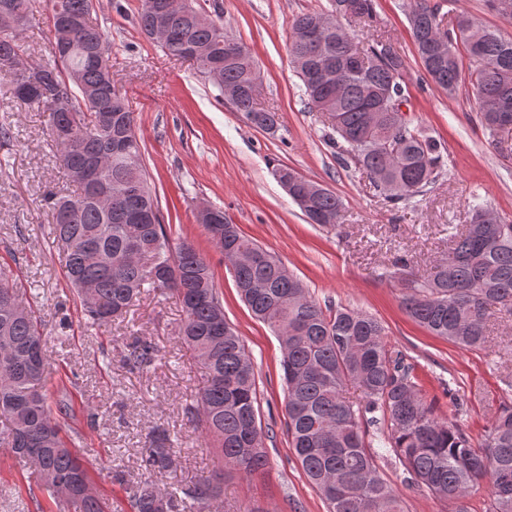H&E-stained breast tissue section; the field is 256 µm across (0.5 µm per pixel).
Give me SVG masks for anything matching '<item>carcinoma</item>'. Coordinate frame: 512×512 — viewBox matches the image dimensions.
Returning a JSON list of instances; mask_svg holds the SVG:
<instances>
[{"mask_svg":"<svg viewBox=\"0 0 512 512\" xmlns=\"http://www.w3.org/2000/svg\"><path fill=\"white\" fill-rule=\"evenodd\" d=\"M167 0H140L137 24L147 35ZM344 0L302 13L290 29L330 21L317 39H289L292 68L304 87L308 104L317 112H334L331 124L336 148L347 153L385 199L398 204L424 195L446 171L441 141L413 121L402 122L386 102L408 96L404 63L388 38L360 46L336 11ZM408 17L413 43L430 80L455 93L468 81L476 91L485 133L497 141L500 132L491 103L512 105V38L488 27H472L463 15L452 30L442 28L438 0H412ZM92 0H49L50 55L34 59L20 33L0 30V77L10 80L13 97L23 104L49 110L50 131L69 182L79 192L58 189L45 197L53 213L50 235L64 253L65 278L80 303L86 323L100 328L127 314L145 292L171 293L179 300L184 320L179 338L196 354L204 370V386L195 411L205 445L216 449L217 470L176 491L152 481L129 484L116 470L112 481L127 486L130 512H210L222 492L224 469L248 478L268 465L265 432L254 438L257 410L256 376L244 340L224 319L214 273L194 245L173 244L156 196L148 184L136 133L134 113L112 85L110 44L104 30L90 18ZM21 20L30 22V0H0ZM194 6L171 20L162 44L173 57L196 63L199 73L219 88L235 87L233 106L245 123L275 132L279 117L255 107L258 67L247 48L218 26L202 24ZM72 22L60 35L56 17ZM479 64L464 71L461 51ZM18 55L30 58L27 75L10 70ZM328 59L347 72L341 90L324 85L319 63ZM384 110V124L372 128L367 108ZM82 118L79 126L70 116ZM86 168L101 181L125 182L134 193L103 207L89 200L91 183L75 177ZM303 214L318 217L327 227L339 222L342 201L316 183ZM479 201L471 205V224L454 236L445 263L429 272L409 273L403 297L406 314L434 336L469 348L488 342L493 316L512 315V222L489 221ZM220 220L204 228L219 252L231 248L242 256L234 269L235 286L258 320L273 331L288 327L281 345L287 390L288 441L308 481L327 504V512H404L403 501L383 477L377 457L384 452L398 459L406 480L425 486L439 498L458 501L486 482L490 512H512V406L503 404L486 435V448L474 447L460 424L438 417L427 403L422 385L384 340L385 328L359 310L323 309L308 295L300 279L270 251L231 223ZM112 256V265L92 259L90 252ZM157 349L135 341L126 362L149 365ZM50 363L41 321L17 275L0 266V417L9 426L0 442L14 458L29 462L48 506L37 512H119L92 487V479L75 441L62 436L66 400L53 414ZM359 398L348 396L349 389ZM146 466L167 472L176 466L172 440L154 433L145 449Z\"/></svg>","mask_w":512,"mask_h":512,"instance_id":"cac0c4a2","label":"carcinoma"}]
</instances>
